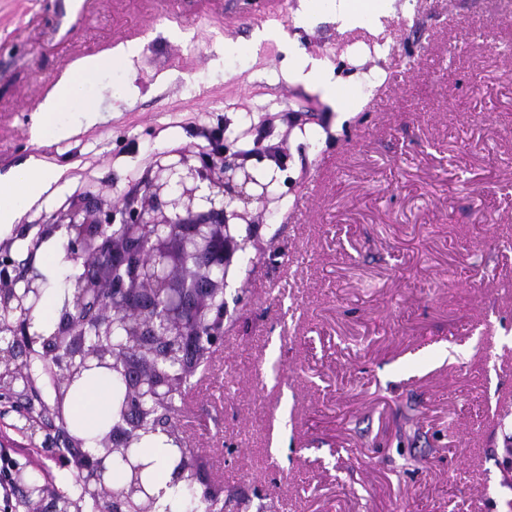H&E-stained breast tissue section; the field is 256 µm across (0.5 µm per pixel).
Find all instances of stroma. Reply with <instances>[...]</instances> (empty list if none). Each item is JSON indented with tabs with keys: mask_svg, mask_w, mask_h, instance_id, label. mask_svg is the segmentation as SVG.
<instances>
[{
	"mask_svg": "<svg viewBox=\"0 0 512 512\" xmlns=\"http://www.w3.org/2000/svg\"><path fill=\"white\" fill-rule=\"evenodd\" d=\"M84 2L0 0V176H51L0 233L16 258L86 193L205 150L200 128L263 126L288 156L248 163L281 199L180 415L226 512H512V0H393L355 27L300 0ZM87 55L111 61L96 112L44 129L35 105ZM299 57L339 98L284 79ZM13 421L12 469L66 489Z\"/></svg>",
	"mask_w": 512,
	"mask_h": 512,
	"instance_id": "1",
	"label": "stroma"
}]
</instances>
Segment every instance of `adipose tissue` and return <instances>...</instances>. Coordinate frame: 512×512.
Wrapping results in <instances>:
<instances>
[{"label":"adipose tissue","instance_id":"1","mask_svg":"<svg viewBox=\"0 0 512 512\" xmlns=\"http://www.w3.org/2000/svg\"><path fill=\"white\" fill-rule=\"evenodd\" d=\"M386 7V0H305L303 4L304 11L326 9L349 23L374 20ZM106 65L105 58L88 56L75 66L82 75L81 81H74L70 74H63L54 92L37 107L43 125H54L57 115L62 112H93L94 102L86 95L85 88L96 81ZM48 181V173L32 165L17 168L8 178L0 180V232L12 227L21 207L38 197ZM112 390V374L103 369L90 371L71 388L69 414L74 422L83 426L87 447L95 445L99 422L112 415ZM166 440V435L160 432L147 436L145 440L150 450L148 458L153 461L155 472L149 489L160 507L168 503L173 494L169 485L171 470L165 465Z\"/></svg>","mask_w":512,"mask_h":512}]
</instances>
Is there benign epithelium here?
<instances>
[{
  "label": "benign epithelium",
  "mask_w": 512,
  "mask_h": 512,
  "mask_svg": "<svg viewBox=\"0 0 512 512\" xmlns=\"http://www.w3.org/2000/svg\"><path fill=\"white\" fill-rule=\"evenodd\" d=\"M192 165L186 154L167 165L156 164L141 194L107 206L72 205L42 225L41 238L52 237L61 225L67 229V246L86 264L85 274L70 286L51 338L42 343L40 358L53 373L52 406L58 413L73 383L88 369L114 368L115 348L110 335L119 329L135 355L124 364L129 395L138 400L135 416L147 423L160 400L183 389L174 376L160 368L174 359L187 381L196 371L201 354L211 357L224 345L225 291L235 254L240 249L238 223L253 224L249 208L279 200L274 181L258 180L241 161L225 149L219 159L201 152ZM120 229L112 231V224ZM13 242L0 243V319L16 331L18 341L32 336L30 312L36 306L42 277L12 256ZM93 324L102 338L93 344L84 338L85 325ZM207 331L216 340L205 349L198 336ZM30 354L19 364L9 349L0 348V398H15L14 384L28 380ZM120 420L99 435L93 452L82 451L74 434L66 435L72 448L68 466L81 495L71 499L73 508L90 494L105 502L107 512H122L134 502V512H155V496L145 488L142 466L130 452L147 426L132 430L126 411ZM43 419L26 405L18 407L20 434L38 435ZM116 457L129 466L130 476L115 485L106 478ZM190 479L216 503L224 488L213 483L198 460L174 472V482Z\"/></svg>",
  "instance_id": "1"
}]
</instances>
